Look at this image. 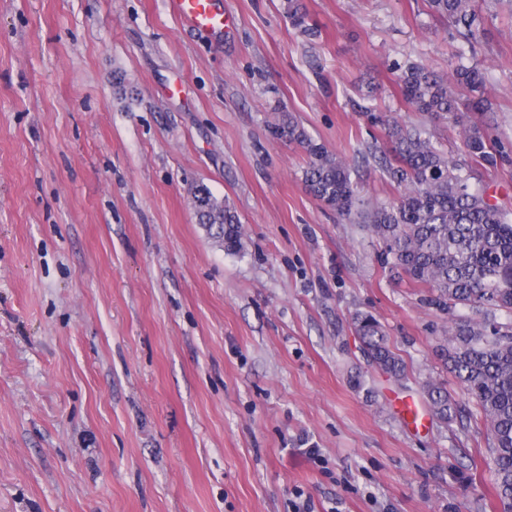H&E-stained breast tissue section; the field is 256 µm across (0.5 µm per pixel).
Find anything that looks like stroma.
Instances as JSON below:
<instances>
[{"mask_svg":"<svg viewBox=\"0 0 512 512\" xmlns=\"http://www.w3.org/2000/svg\"><path fill=\"white\" fill-rule=\"evenodd\" d=\"M224 0L199 32L172 0H0V512H501L475 423L397 412L434 379L449 316L358 225L316 201L306 157L270 137L291 113L355 165L381 130L359 103L425 125L394 63L490 70L487 115L512 142V11L467 42L428 0ZM205 183L241 219L229 255L196 223ZM402 357L372 366L352 316ZM320 449L315 463L310 449ZM285 3V13L292 27L306 36H316L318 30L309 24V15L303 3L300 0H287Z\"/></svg>","mask_w":512,"mask_h":512,"instance_id":"1","label":"stroma"}]
</instances>
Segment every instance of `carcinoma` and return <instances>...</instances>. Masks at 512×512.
<instances>
[{"mask_svg": "<svg viewBox=\"0 0 512 512\" xmlns=\"http://www.w3.org/2000/svg\"><path fill=\"white\" fill-rule=\"evenodd\" d=\"M432 11L450 28L460 27L476 39L484 34L488 14L476 0H429ZM293 28L306 36L318 33L309 24L301 0H286ZM396 83L405 103L433 117L459 112L461 93L467 106L488 112L487 76L478 65L453 67L451 77L426 66L395 65ZM381 127L388 151L378 164L399 196L389 204L363 199L347 160L314 140L291 115L268 125L274 139L296 144L307 161L303 171L309 193L353 224H364L381 248L383 262L393 261L408 278L430 289V301L456 315L440 344L444 366L472 401L489 441L488 467L502 512H512V210L491 199L480 185L476 166L495 169L509 157L506 145L477 127L465 131V159H451L423 125H408L394 116L362 107ZM193 194L206 200L194 211L197 223L228 254L242 248L239 217L226 201L200 183ZM354 328L370 362L397 380L406 379L402 359L392 351L379 321L369 313L354 316ZM432 414L453 422L458 401L436 382L423 384Z\"/></svg>", "mask_w": 512, "mask_h": 512, "instance_id": "1", "label": "carcinoma"}]
</instances>
